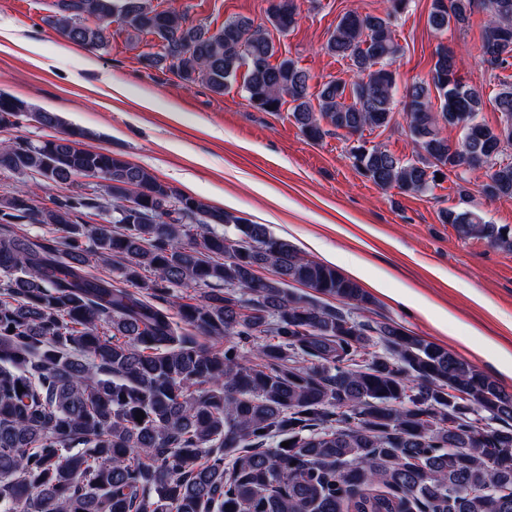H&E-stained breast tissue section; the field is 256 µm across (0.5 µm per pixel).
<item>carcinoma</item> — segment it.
Listing matches in <instances>:
<instances>
[{
    "label": "carcinoma",
    "mask_w": 512,
    "mask_h": 512,
    "mask_svg": "<svg viewBox=\"0 0 512 512\" xmlns=\"http://www.w3.org/2000/svg\"><path fill=\"white\" fill-rule=\"evenodd\" d=\"M268 2L272 25L293 28L295 0ZM410 3L342 15L324 49L349 60L354 78L315 94L309 73L248 18L212 30L151 0H55L44 23L90 51L107 46L113 22L152 35L161 50L139 55L144 68L216 95L241 74L253 107L288 106L306 138L345 131L353 167L379 188L424 194L436 174H453L464 199L465 172L484 167L482 193L511 199L512 162L499 157L512 146V0H483L497 125L480 119L483 94L441 43L430 78L403 95L415 158L364 138L393 120L394 22ZM474 3L432 0L429 23L461 29ZM18 102L0 92V128L30 120L58 135L1 144L0 170L88 182L52 208L0 203V512H512V392L395 322L370 326L289 292L369 303L355 280L264 225L86 148L82 129L15 112ZM99 185L112 219L75 223L73 212L102 208ZM22 219L54 237L16 231ZM441 221L512 252V227L473 208ZM188 288L200 295H178ZM478 411L495 426L478 427Z\"/></svg>",
    "instance_id": "carcinoma-1"
}]
</instances>
